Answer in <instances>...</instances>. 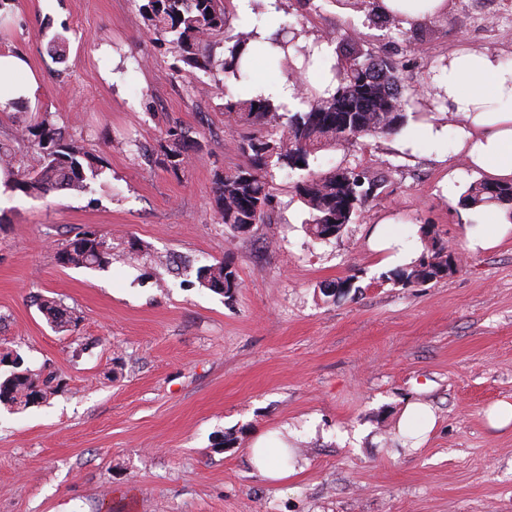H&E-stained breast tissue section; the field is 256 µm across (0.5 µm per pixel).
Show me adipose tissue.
<instances>
[{
  "instance_id": "ef3b65f1",
  "label": "adipose tissue",
  "mask_w": 512,
  "mask_h": 512,
  "mask_svg": "<svg viewBox=\"0 0 512 512\" xmlns=\"http://www.w3.org/2000/svg\"><path fill=\"white\" fill-rule=\"evenodd\" d=\"M382 14L399 21L403 28L444 15L447 0H378ZM261 57H254L250 72L255 79L253 96L281 104L291 102L297 85L327 87L329 77L308 70L301 82H289L261 73ZM444 107L464 121L457 140L470 165L500 182L512 181V65L503 64L492 52L463 49L452 54L437 73ZM40 83L26 57L0 52V112L10 111L14 102L35 99ZM481 222L466 235V246L474 253L490 250L512 232L505 210L489 204L479 209ZM372 249L382 263L404 266L418 255V239L387 236L376 229Z\"/></svg>"
}]
</instances>
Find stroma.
<instances>
[{
    "mask_svg": "<svg viewBox=\"0 0 512 512\" xmlns=\"http://www.w3.org/2000/svg\"><path fill=\"white\" fill-rule=\"evenodd\" d=\"M0 51L26 54L35 101L0 112L12 168L0 175V353L53 376L46 400L0 406V512H512V425L487 410L512 402V236L481 253L465 246L476 210L459 199L478 175L454 141L462 125L432 110L434 71L461 48L512 65V0H448L423 38L402 40L334 0H280L277 24L309 41L350 39L396 60L449 140L436 153L415 121L310 158L323 173L353 168L381 184L339 237L306 231L297 174L272 168L271 203L246 231L222 223L215 182L247 165L249 129L225 112L224 75L184 65L149 30L136 0H10ZM49 115L65 141L93 155L79 195L41 197L14 172L42 154L19 135ZM190 138L179 172L163 165L168 128ZM457 172L446 189L448 172ZM398 234L430 229L460 261L416 288L390 278L369 247L383 220ZM112 244L104 270L64 267L58 251L87 229ZM233 267V297L197 269ZM350 281L333 298L324 285ZM72 318L53 327L35 296ZM419 445L396 424L406 404ZM280 432L294 475L262 476L255 439Z\"/></svg>",
    "mask_w": 512,
    "mask_h": 512,
    "instance_id": "1",
    "label": "stroma"
}]
</instances>
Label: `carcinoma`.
<instances>
[{"label":"carcinoma","instance_id":"1","mask_svg":"<svg viewBox=\"0 0 512 512\" xmlns=\"http://www.w3.org/2000/svg\"><path fill=\"white\" fill-rule=\"evenodd\" d=\"M343 8L366 13L369 22L388 30V34L407 36L399 23L377 13L367 0H334ZM148 26L161 37H171L180 60L187 66L216 68L224 80L241 84L249 79L243 55L254 31L225 34L224 58L207 52L211 39L224 34V0H145L139 6ZM305 30L280 26L270 41L287 55L312 62L313 49L300 42ZM331 72L338 86L328 95L303 100V108L292 112L262 98L234 99L224 102V110L237 114L239 121L257 132L244 139L241 149L248 164L224 173L216 186L222 222L233 230L243 224L262 220L270 202L267 169L299 170L309 166L308 159L318 151L349 144L359 137L392 134L404 125L405 86L396 64L363 50L359 43L337 47V64ZM24 135L43 153V163L34 172L17 174L16 187L27 195H47L55 191L80 194L86 190L83 161L93 165L92 157L75 143H66L49 115L24 128ZM188 140L185 132L171 128L161 146L162 163L176 172L185 162ZM377 180L355 169L337 168L323 174H309L296 183V191L309 209V231L321 240L333 233L342 234L365 202L373 195ZM495 202L512 219V184L475 181L465 191L462 205L474 208ZM429 254L411 265L393 272L405 287L423 286L454 272L459 258L439 238H431ZM64 266L105 269L112 263V243L103 234L86 230L69 241L57 253ZM200 282L210 289L233 297L239 288L237 274L230 265L219 262L197 270ZM38 307L52 324L63 328L70 323L66 309L53 298H43ZM50 380L40 379L27 370L13 371L0 380V404L25 409L44 400L50 392Z\"/></svg>","mask_w":512,"mask_h":512}]
</instances>
